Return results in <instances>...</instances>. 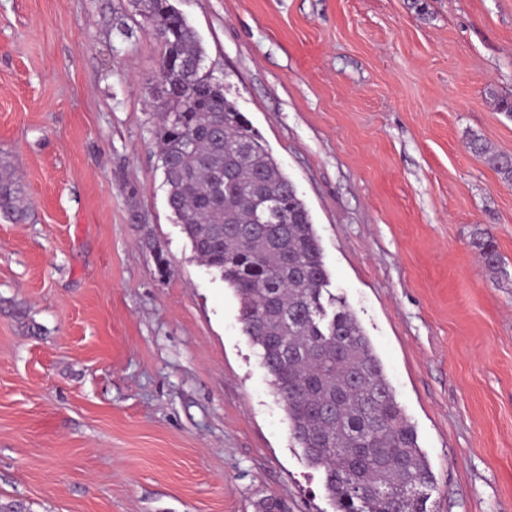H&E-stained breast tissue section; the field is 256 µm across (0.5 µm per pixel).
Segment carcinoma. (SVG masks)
Here are the masks:
<instances>
[{"instance_id": "carcinoma-1", "label": "carcinoma", "mask_w": 512, "mask_h": 512, "mask_svg": "<svg viewBox=\"0 0 512 512\" xmlns=\"http://www.w3.org/2000/svg\"><path fill=\"white\" fill-rule=\"evenodd\" d=\"M160 47L168 95L157 129L167 203L200 262L239 302V321L283 403L308 465L324 472L336 512H426L427 457L360 321L341 297L323 303L329 274L299 193L219 86L186 20L167 0H136ZM12 162L0 158V216L25 220ZM485 266L504 262L493 237L473 239Z\"/></svg>"}]
</instances>
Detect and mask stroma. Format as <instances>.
<instances>
[{"label": "stroma", "mask_w": 512, "mask_h": 512, "mask_svg": "<svg viewBox=\"0 0 512 512\" xmlns=\"http://www.w3.org/2000/svg\"><path fill=\"white\" fill-rule=\"evenodd\" d=\"M295 184L436 476L512 512V0H170ZM135 0H0V512H334L167 205ZM488 231L509 271L481 262ZM166 268H159V260ZM28 203L23 185L14 176V166L0 158V216L14 222L25 220Z\"/></svg>", "instance_id": "35a3bbf8"}]
</instances>
